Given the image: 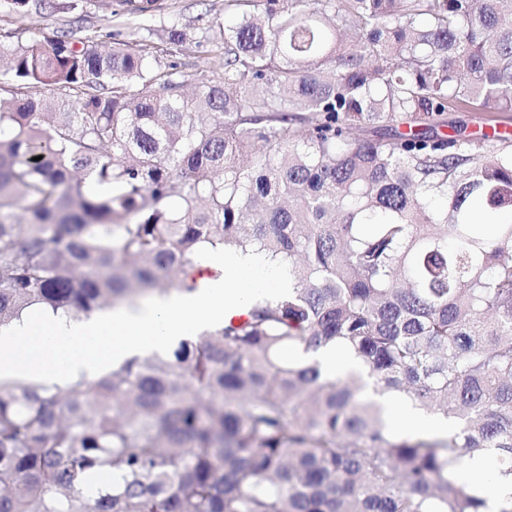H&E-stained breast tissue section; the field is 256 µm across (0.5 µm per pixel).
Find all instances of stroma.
<instances>
[{
    "instance_id": "35a3bbf8",
    "label": "stroma",
    "mask_w": 512,
    "mask_h": 512,
    "mask_svg": "<svg viewBox=\"0 0 512 512\" xmlns=\"http://www.w3.org/2000/svg\"><path fill=\"white\" fill-rule=\"evenodd\" d=\"M76 7L66 13L34 14L21 19L0 14V31L18 32L23 40L47 41L61 33H68L74 41H91L104 47L115 42L138 44L149 39L150 31L171 26L182 29L187 40L180 46H165L158 59L161 65L177 66L178 70L194 78L211 81L222 72V58L212 52L216 23L232 24L233 18L225 9V0H158L152 18L145 21L143 30L135 31L116 22L122 13V0H74ZM512 134V112H452L448 124L442 127L444 135Z\"/></svg>"
}]
</instances>
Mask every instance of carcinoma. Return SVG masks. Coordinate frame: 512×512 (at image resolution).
I'll use <instances>...</instances> for the list:
<instances>
[{
    "instance_id": "1",
    "label": "carcinoma",
    "mask_w": 512,
    "mask_h": 512,
    "mask_svg": "<svg viewBox=\"0 0 512 512\" xmlns=\"http://www.w3.org/2000/svg\"><path fill=\"white\" fill-rule=\"evenodd\" d=\"M227 6L212 82L125 43L0 40L17 87L60 91L0 95V330L194 292L202 247L293 282L93 381L0 378V512H483L457 470L488 452L512 476V141L439 129L512 112V0ZM327 345L455 428L393 433L361 376L286 357Z\"/></svg>"
}]
</instances>
